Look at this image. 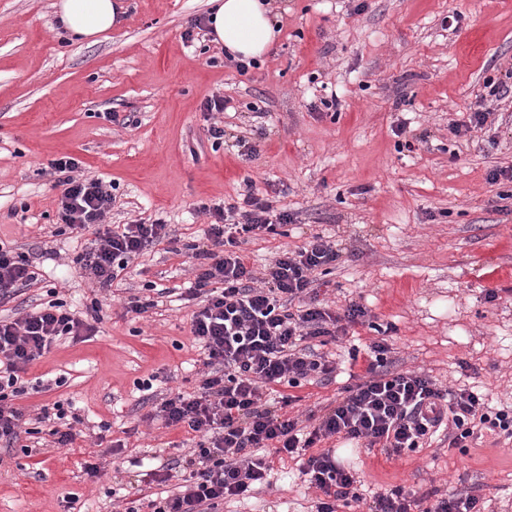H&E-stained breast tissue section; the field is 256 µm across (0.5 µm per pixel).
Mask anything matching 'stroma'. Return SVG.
Segmentation results:
<instances>
[{
  "label": "stroma",
  "mask_w": 512,
  "mask_h": 512,
  "mask_svg": "<svg viewBox=\"0 0 512 512\" xmlns=\"http://www.w3.org/2000/svg\"><path fill=\"white\" fill-rule=\"evenodd\" d=\"M54 2L0 0V239L41 274L0 305V318L53 288L80 315L98 299L100 320L28 370L15 407L34 416L68 400L83 424L68 448L26 434L21 447H0V512H124L161 492L144 476L155 457L196 442L147 421L153 402L136 386L154 378L160 397L197 389L203 354L178 296L191 262L162 244L129 264L118 292L99 289L75 262L92 234L58 232L59 191L43 169L63 155L80 175L115 184L112 225L158 220L201 241L205 206L238 196L249 177L295 217L283 235L244 244L255 268L312 235L336 240L342 258L318 276L320 297L338 312L363 304L371 323L328 345L335 374L295 388L290 415L334 400L361 371L349 349L380 338L390 370H422L444 387L479 390L492 408L512 405V198L489 180L512 167V97H484L487 77L512 71V0H270L280 36L244 75L193 26L207 0H125L123 26L95 44L58 27ZM332 93L333 113L320 103ZM214 95L232 107L210 121L203 105ZM482 109L492 112L484 127L449 132ZM214 122L227 134L218 148ZM23 204L25 218L11 216ZM150 281L171 296L147 318L124 316L122 299ZM116 440L123 450L108 452ZM328 446L363 497L394 486L418 496L469 489L485 512H512V441L462 453L437 440L396 460L362 442ZM88 462L102 474H86ZM273 468L275 485L221 512H315L299 461Z\"/></svg>",
  "instance_id": "stroma-1"
}]
</instances>
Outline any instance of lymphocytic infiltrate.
I'll return each instance as SVG.
<instances>
[{
  "label": "lymphocytic infiltrate",
  "instance_id": "obj_1",
  "mask_svg": "<svg viewBox=\"0 0 512 512\" xmlns=\"http://www.w3.org/2000/svg\"><path fill=\"white\" fill-rule=\"evenodd\" d=\"M79 162L64 155L48 161L46 174L61 189L57 221L70 231L94 229L90 246L75 258L98 288L108 290L129 263L160 244H179L169 225L141 220L109 224L105 217L115 197L112 183L80 178ZM213 224L203 243L184 250L195 277L181 294L192 308L190 333L200 344L206 372L196 393L162 398L153 417L165 427H183L198 441L187 454L151 470V481L174 482L171 494L130 504L126 512H219L224 500L246 498L267 484L273 470L259 458L262 448L280 457L300 458V472L320 492L316 512H341L360 502L357 478L341 466L324 441H367L386 458L424 447L439 430L448 445L465 448L474 440H512V407L489 410L482 394L469 388L442 389L425 373L394 372L387 367V341L367 345L363 374L328 404L312 425H300L285 411L292 388L325 380L335 370L321 351L348 327L366 322V307L350 302L332 312L319 297L314 272L330 273L341 258L335 241L316 234L298 249H284L263 270H255L242 250L246 238L279 234L293 223L285 211L253 184L237 199L213 206ZM38 280L30 256L0 241V304ZM98 301L88 318L76 317L54 299L0 319V443L13 447L21 428L48 425L55 446L73 444L76 434L68 411L35 418L14 407L25 391L24 376L53 344L87 335L98 320ZM480 497L449 493L430 507L395 486L376 495L368 512H483Z\"/></svg>",
  "mask_w": 512,
  "mask_h": 512
}]
</instances>
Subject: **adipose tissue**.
Instances as JSON below:
<instances>
[{
    "instance_id": "1",
    "label": "adipose tissue",
    "mask_w": 512,
    "mask_h": 512,
    "mask_svg": "<svg viewBox=\"0 0 512 512\" xmlns=\"http://www.w3.org/2000/svg\"><path fill=\"white\" fill-rule=\"evenodd\" d=\"M209 37L233 56L262 58L280 31L265 0H208ZM61 28L74 38L99 42L124 19L123 0H56Z\"/></svg>"
}]
</instances>
